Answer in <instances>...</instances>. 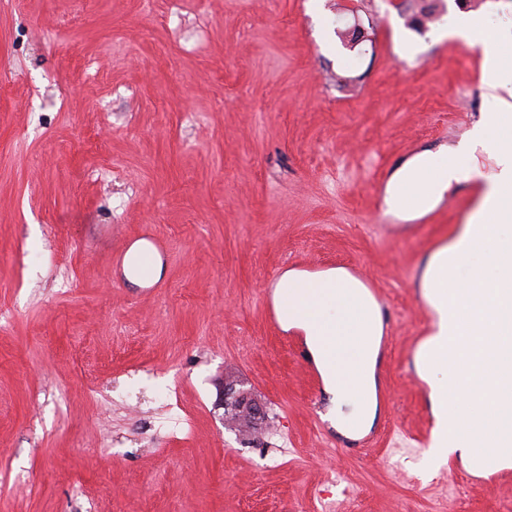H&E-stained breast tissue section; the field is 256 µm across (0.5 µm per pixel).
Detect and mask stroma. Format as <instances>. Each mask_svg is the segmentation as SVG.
Here are the masks:
<instances>
[{"label": "stroma", "instance_id": "obj_1", "mask_svg": "<svg viewBox=\"0 0 512 512\" xmlns=\"http://www.w3.org/2000/svg\"><path fill=\"white\" fill-rule=\"evenodd\" d=\"M483 11L502 0H0V512H512V479L428 461L405 375L411 286L476 193L383 203L486 110L445 35ZM145 226L170 252L152 293L112 265ZM286 259L388 294L385 450L325 460L324 385L261 301ZM228 383L266 411L251 439Z\"/></svg>", "mask_w": 512, "mask_h": 512}]
</instances>
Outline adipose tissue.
Returning a JSON list of instances; mask_svg holds the SVG:
<instances>
[{
	"mask_svg": "<svg viewBox=\"0 0 512 512\" xmlns=\"http://www.w3.org/2000/svg\"><path fill=\"white\" fill-rule=\"evenodd\" d=\"M448 35L477 51L482 60V88L490 107L469 131L455 143L425 150L397 168L384 196L387 214L409 219L435 209L444 196L464 183L478 186L474 208L468 213L455 240L432 252L424 270L443 268L455 290L460 308L449 311L441 296L428 298L439 315L438 339L461 337L459 347L448 350L446 358L432 366L430 400L436 416L435 456L459 454L476 462L479 449L498 439L500 430L492 416L506 389L496 374L483 377L481 399H474L472 385L455 374L456 360L465 356L474 362L492 361L512 346V336L495 332L496 311L486 300L498 289H512V15L490 19L483 13H463L448 25ZM483 249H470L472 240ZM290 294H305L307 301H323L327 309L321 320L312 321L300 313H288V326L303 332L334 406L348 404L358 394L363 426H371L376 415L375 351L363 355V369L344 389L335 365L325 361L321 337L378 336L382 316L361 285L338 268L323 276L316 286L288 277Z\"/></svg>",
	"mask_w": 512,
	"mask_h": 512,
	"instance_id": "obj_1",
	"label": "adipose tissue"
}]
</instances>
